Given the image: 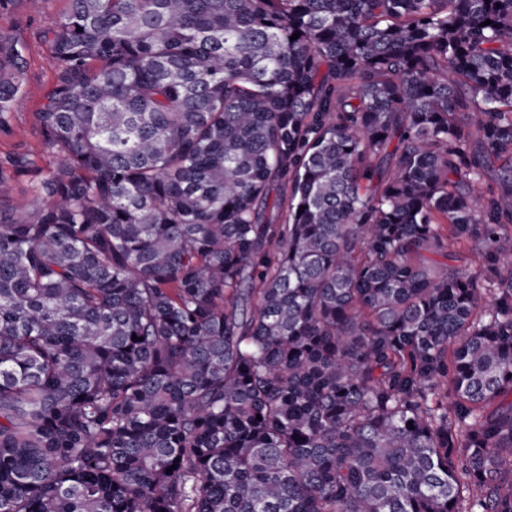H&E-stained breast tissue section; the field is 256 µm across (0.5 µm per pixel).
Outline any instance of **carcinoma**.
<instances>
[{"mask_svg": "<svg viewBox=\"0 0 512 512\" xmlns=\"http://www.w3.org/2000/svg\"><path fill=\"white\" fill-rule=\"evenodd\" d=\"M51 34L41 161L0 157V512H512V0ZM26 65L1 33L0 130ZM35 200V193L27 178H16L5 188L4 203L18 212H26Z\"/></svg>", "mask_w": 512, "mask_h": 512, "instance_id": "obj_1", "label": "carcinoma"}]
</instances>
